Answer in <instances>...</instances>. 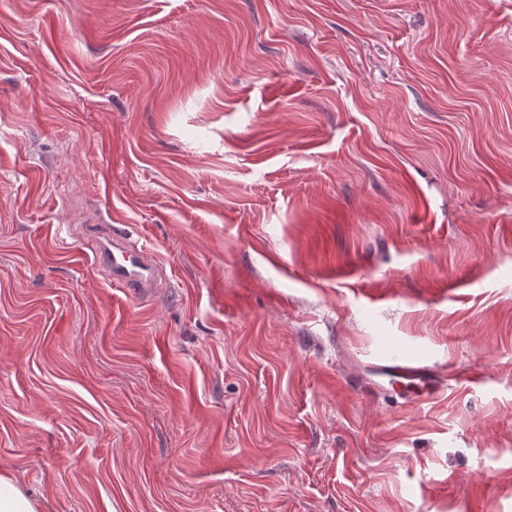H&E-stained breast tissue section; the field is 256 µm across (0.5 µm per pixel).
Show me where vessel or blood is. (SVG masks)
<instances>
[{
    "label": "vessel or blood",
    "instance_id": "vessel-or-blood-1",
    "mask_svg": "<svg viewBox=\"0 0 512 512\" xmlns=\"http://www.w3.org/2000/svg\"><path fill=\"white\" fill-rule=\"evenodd\" d=\"M92 254L95 267L105 272L111 284L133 294H149L167 278L152 251L132 244L125 229L115 225L98 238ZM377 369L382 375L405 380H421L429 372L427 366L408 358L384 361Z\"/></svg>",
    "mask_w": 512,
    "mask_h": 512
}]
</instances>
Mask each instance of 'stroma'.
Segmentation results:
<instances>
[{"label": "stroma", "instance_id": "obj_1", "mask_svg": "<svg viewBox=\"0 0 512 512\" xmlns=\"http://www.w3.org/2000/svg\"><path fill=\"white\" fill-rule=\"evenodd\" d=\"M93 218L169 286L96 273ZM0 470L45 512H512V0H0ZM376 367L384 376L405 380L421 381L430 371V369L422 363L408 358L387 360L377 364Z\"/></svg>", "mask_w": 512, "mask_h": 512}]
</instances>
